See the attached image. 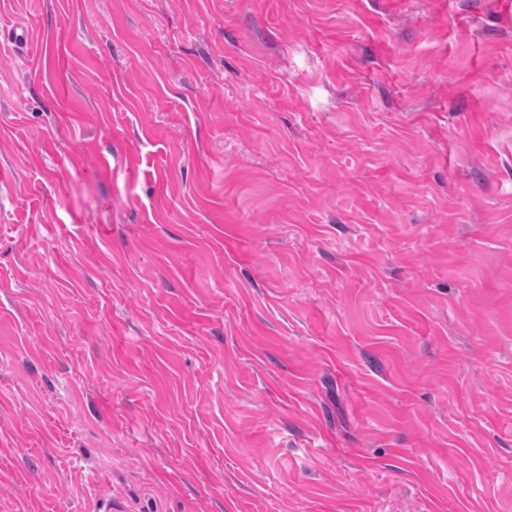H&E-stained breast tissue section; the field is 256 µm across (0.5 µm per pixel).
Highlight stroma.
I'll return each instance as SVG.
<instances>
[{"mask_svg": "<svg viewBox=\"0 0 512 512\" xmlns=\"http://www.w3.org/2000/svg\"><path fill=\"white\" fill-rule=\"evenodd\" d=\"M0 512H512V0H0Z\"/></svg>", "mask_w": 512, "mask_h": 512, "instance_id": "35a3bbf8", "label": "stroma"}]
</instances>
